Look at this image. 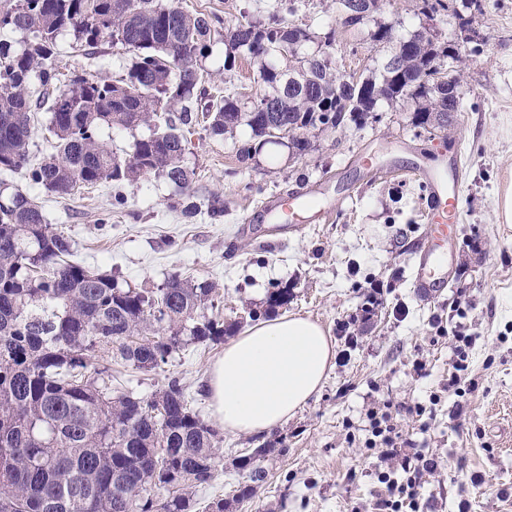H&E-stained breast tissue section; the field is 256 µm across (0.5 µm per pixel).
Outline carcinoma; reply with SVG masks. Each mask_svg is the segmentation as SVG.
<instances>
[{
  "instance_id": "cac0c4a2",
  "label": "carcinoma",
  "mask_w": 512,
  "mask_h": 512,
  "mask_svg": "<svg viewBox=\"0 0 512 512\" xmlns=\"http://www.w3.org/2000/svg\"><path fill=\"white\" fill-rule=\"evenodd\" d=\"M350 18L372 26L385 51L369 74L339 71L323 52L336 30L323 34L272 15L238 23L225 35L224 69L244 54L276 109L256 112L230 93L216 96L203 81L202 60L221 29L216 16L190 12L177 0H0V174L58 195L103 182L163 177L179 189L170 207L198 211L188 194L185 130L198 114L216 135L244 124L255 143L241 159L273 144L290 128L288 154L305 156L316 133L363 126L381 102L414 104L412 125L444 131L461 111L457 75L442 87L427 78L432 64L461 61V48L394 36V22L377 15L381 0ZM419 14L443 13L473 23L482 0H419ZM70 33L82 47L107 39L131 57L112 80L82 72L58 83L56 45ZM292 64L283 69L277 55ZM49 114L54 152H30L32 118ZM149 133L120 158L101 140L103 127ZM72 243L53 230L34 199L0 180V512H224V499L201 504L199 488L212 481L224 435L188 405L186 385L168 375L149 396L112 387V356L143 373L168 364L189 343H217L235 324L205 314L215 286L178 276L156 290L122 287L109 273L72 260ZM286 288L269 292L264 313L288 304ZM151 338L138 340L144 330ZM287 449L268 441L243 455L251 483L235 500L251 498L266 471L257 461Z\"/></svg>"
}]
</instances>
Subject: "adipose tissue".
<instances>
[{"mask_svg": "<svg viewBox=\"0 0 512 512\" xmlns=\"http://www.w3.org/2000/svg\"><path fill=\"white\" fill-rule=\"evenodd\" d=\"M336 348L323 327L282 315L249 328L224 347L207 390L225 430L261 434L283 425L316 395Z\"/></svg>", "mask_w": 512, "mask_h": 512, "instance_id": "adipose-tissue-1", "label": "adipose tissue"}]
</instances>
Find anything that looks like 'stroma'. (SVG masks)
Masks as SVG:
<instances>
[{
	"mask_svg": "<svg viewBox=\"0 0 512 512\" xmlns=\"http://www.w3.org/2000/svg\"><path fill=\"white\" fill-rule=\"evenodd\" d=\"M184 8L215 15L226 25L265 19L275 0H181ZM288 22L323 33L335 29L333 53L340 69L361 72L384 57L369 27L342 26L336 0H294ZM475 25L485 34L480 51H463L460 90L463 110L447 132L432 136L411 124L413 108L381 105L365 127L322 133L302 159L283 146L263 149L242 161L249 127L213 134L198 119L186 154L194 171L189 193L200 207L194 217L172 210V184L157 176L120 185L104 182L67 197L37 196L45 218L73 243L74 259L112 274L119 284L159 287L178 274L215 284L217 314L251 327L250 309L261 307L273 287L289 289L281 314L319 322L336 344L335 365L322 389L277 427L286 455L264 461L266 479L255 496L231 512H375L381 487L376 455L351 443L348 432L367 424L369 407L390 404L403 437L437 457L439 468L422 478V493H435L436 512H512V223L499 216V195L512 179V0H488ZM62 74H123L126 57L109 43L85 54L71 36L58 39ZM223 37H215L204 60L215 92L231 90L241 102L257 99L263 87L257 66L239 57L225 70ZM373 157L363 167L362 154ZM460 159L461 220L455 226L452 281L438 297L414 288L416 247L429 231L425 180L434 169ZM325 192L313 208L328 206L305 228L292 218L267 224L255 211L277 194H303L310 185ZM126 203L112 204L115 194ZM220 199L224 214L207 212ZM381 287L372 315L363 301L371 284ZM476 333L469 373L478 384L471 405L457 409L448 379L454 371V334ZM223 344L189 345L173 355L165 371L143 374L113 360L123 388L148 395L166 374L179 376L188 401L213 421L205 393L212 364ZM426 364L416 374L415 360ZM439 393L427 431L408 406ZM258 436L225 433L214 480L201 499L232 497L247 484L235 459L262 445Z\"/></svg>",
	"mask_w": 512,
	"mask_h": 512,
	"instance_id": "35a3bbf8",
	"label": "stroma"
}]
</instances>
